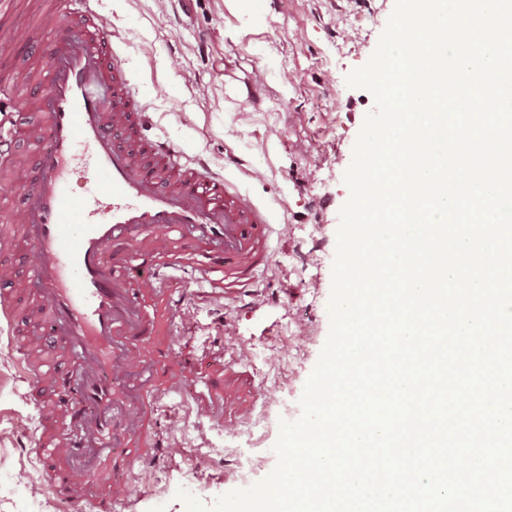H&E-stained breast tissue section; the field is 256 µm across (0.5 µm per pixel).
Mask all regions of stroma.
<instances>
[{"label": "stroma", "instance_id": "35a3bbf8", "mask_svg": "<svg viewBox=\"0 0 512 512\" xmlns=\"http://www.w3.org/2000/svg\"><path fill=\"white\" fill-rule=\"evenodd\" d=\"M397 0H98L105 33L121 53L151 133L225 170L266 204L282 229L258 297L229 310L207 301L175 355L195 362L176 374L184 398L157 428L180 451L161 450L137 473L128 512H213L236 491L240 445L258 449L257 480L274 470L283 414L264 391L299 401L329 337L328 304L345 180L373 95L348 75L376 52ZM235 340L225 344V324ZM17 336L0 337V512H66L33 454L36 424L13 365ZM211 350L245 371L251 417L232 427L231 407L207 401L202 361ZM38 491L29 498L26 488Z\"/></svg>", "mask_w": 512, "mask_h": 512}]
</instances>
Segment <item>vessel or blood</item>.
Returning <instances> with one entry per match:
<instances>
[{
    "label": "vessel or blood",
    "instance_id": "vessel-or-blood-1",
    "mask_svg": "<svg viewBox=\"0 0 512 512\" xmlns=\"http://www.w3.org/2000/svg\"><path fill=\"white\" fill-rule=\"evenodd\" d=\"M37 40L23 25L0 39V55L22 44L32 67L16 74L37 116L0 132L8 182L23 203L0 216L21 228L0 238V319L17 331L21 297L43 319L21 341L18 368L40 429L35 453L46 483L69 512H125L127 479L161 441L155 420L187 370L173 352L188 306L215 289L234 304L273 263L270 211L226 174L187 157L170 139L141 131L145 111L93 0H49ZM33 154L15 151L17 134ZM103 175L107 203L75 197L78 152ZM34 245L26 278L12 275ZM192 269L197 289L173 292L170 272ZM67 370L43 360L46 349ZM231 366L208 377L223 399L239 397Z\"/></svg>",
    "mask_w": 512,
    "mask_h": 512
}]
</instances>
